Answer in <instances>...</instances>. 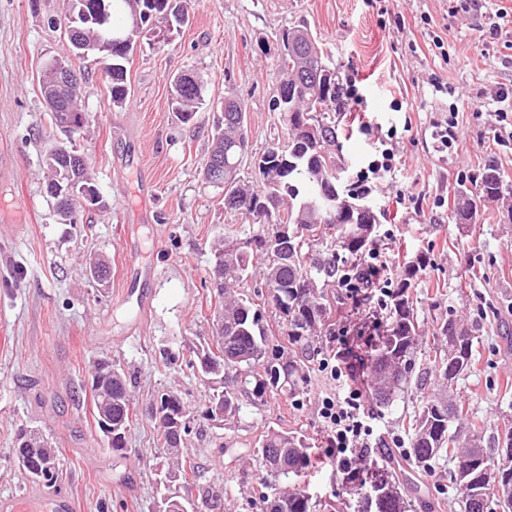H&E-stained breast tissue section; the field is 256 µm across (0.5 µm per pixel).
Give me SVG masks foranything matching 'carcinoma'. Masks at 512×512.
<instances>
[{
	"label": "carcinoma",
	"instance_id": "1",
	"mask_svg": "<svg viewBox=\"0 0 512 512\" xmlns=\"http://www.w3.org/2000/svg\"><path fill=\"white\" fill-rule=\"evenodd\" d=\"M82 0H66V33L71 55L82 58L89 53L106 54L101 49V26L81 9ZM110 14L125 16L121 26L112 29V103L125 102L126 63L137 47L147 44L161 49L173 42L188 21V0H112ZM302 41L304 54L279 55L282 87L300 82L308 85L307 71L322 61L332 70L336 66L307 28L295 26L280 35L283 47ZM72 80L46 77L41 95L54 99L50 109L51 126L74 115L79 107L83 76L72 70ZM173 112L182 122L193 120L204 104L203 89L190 73H179L170 80ZM345 109L339 97L336 76L320 78L315 93L305 91L281 101L280 121L287 130L284 149L272 144L254 161L256 181L241 178L240 155L246 146V111L234 97L224 99L220 114L214 117L212 150L207 165L216 168L218 181L212 186L224 190V208L261 226L246 241L224 238L215 250V264L210 281L219 306L213 321L223 320L225 348L217 341L196 345L188 365L197 368L215 384L205 408L192 415L176 394L159 395L151 405V416L160 428L156 436L160 458L175 466L183 494L166 497L159 512H194L190 509L191 488L196 485L197 466L188 456L187 438L196 430L197 419L213 420L216 409L224 417L236 416L241 399L247 398L258 408L273 395H285L300 404L305 395L310 372L312 339L330 330L336 314V280L350 259L363 256L374 225L370 216L359 213L354 202L335 204L326 209L325 199L336 195V157L326 146L336 139V113ZM48 186L66 185L71 180L89 183L92 177L86 156L54 162L45 159ZM462 205L456 219L476 224L481 206L512 193V184L490 166L479 171L471 188L461 187ZM261 260L262 284L254 296L228 294L229 282L240 283L252 276L254 259ZM425 268L417 259L406 267L396 292L375 353L367 359L371 395L379 407L391 406L408 391L416 373L415 354L420 346V324L415 316L410 288ZM264 299L275 309L276 326L265 319L253 297ZM463 343L444 350L428 343V352L441 364V385L448 378L472 365L475 336L461 332ZM93 396L106 397L108 405L95 413L96 422H112V436L104 437L107 447H124L132 423L128 376L125 371L102 361L91 380ZM463 409L453 393L442 391L424 401L413 416V435L405 457L415 467L428 468L431 462L457 449L461 458H474L475 466L461 477L450 473V483L466 496L479 491L481 502L473 512H496L491 505L499 488H512V431L497 441L495 453L481 445V440L458 430ZM261 477L255 494L266 512H319L322 502L313 498L299 478L315 469L311 446L306 437L275 428L266 429L255 451ZM13 457L19 468L34 482L48 488L55 486L59 470V450L46 440L35 441L22 429L16 437ZM296 478L281 491L277 482ZM343 480L356 499L379 493L380 512H410L415 504L408 500L405 484L394 475L365 466L356 475Z\"/></svg>",
	"mask_w": 512,
	"mask_h": 512
}]
</instances>
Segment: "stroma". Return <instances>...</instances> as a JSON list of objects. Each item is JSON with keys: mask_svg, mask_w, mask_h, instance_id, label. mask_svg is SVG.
Instances as JSON below:
<instances>
[{"mask_svg": "<svg viewBox=\"0 0 512 512\" xmlns=\"http://www.w3.org/2000/svg\"><path fill=\"white\" fill-rule=\"evenodd\" d=\"M493 13L495 36L485 29ZM302 23L331 54L342 84L358 89L337 121L343 193L395 131L397 169L362 198L377 217L374 233L390 232L389 254L401 266L426 259L411 290L425 336L444 319L478 330L475 359L454 389L465 425L479 428L488 448L512 431V201L487 203L479 224L453 219L457 186L486 161L512 182V124L498 113L501 91L512 89V0L458 14L450 0H191L172 45L132 55L124 104H113L95 55L79 59L89 122L73 144L105 202L79 224L59 222L43 164L54 131L39 77L68 49L63 0H0V500L61 495L73 512H158L157 423L145 409L164 392L195 410L207 401L210 388L188 360L212 334L214 246L225 234L243 240L251 232L203 177L212 118L231 94L247 112L248 155L281 138L269 107L280 79L278 37ZM182 71L200 79L205 99L187 123L171 105L170 78ZM477 96L486 103L480 113L468 105ZM453 111L460 138L444 150L435 126ZM356 112L370 113L369 130L352 128ZM129 247L138 256L132 269L123 265ZM100 256L111 263L104 285L86 271ZM369 311L342 297L336 317L347 325L319 337V355L363 347L378 326ZM103 359L125 369L137 410L118 451L103 446L94 420L90 373ZM417 371L422 382L374 411L379 430L402 445L410 417L436 389L432 363L418 360ZM335 390L314 369L303 404L276 395L258 408L243 402L234 419L201 421L188 443L198 467L193 498L221 497L203 512H263L249 502L256 441L274 427L321 445L319 402ZM22 425L59 449L55 487L32 483L15 463ZM402 445L368 456L391 468ZM455 467L447 456L429 470L402 472L433 512H455Z\"/></svg>", "mask_w": 512, "mask_h": 512, "instance_id": "35a3bbf8", "label": "stroma"}]
</instances>
